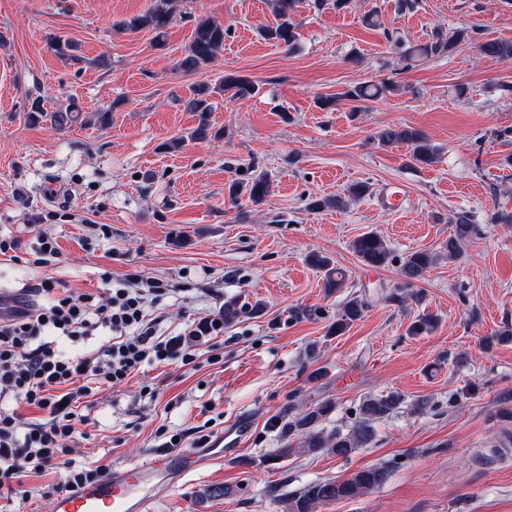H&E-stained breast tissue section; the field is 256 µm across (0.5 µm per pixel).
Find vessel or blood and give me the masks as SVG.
Instances as JSON below:
<instances>
[{"label": "vessel or blood", "instance_id": "b4317fda", "mask_svg": "<svg viewBox=\"0 0 512 512\" xmlns=\"http://www.w3.org/2000/svg\"><path fill=\"white\" fill-rule=\"evenodd\" d=\"M221 441L205 448H150L136 463L111 466L94 480L58 493L52 512H152L188 475L223 462Z\"/></svg>", "mask_w": 512, "mask_h": 512}]
</instances>
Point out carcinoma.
Returning a JSON list of instances; mask_svg holds the SVG:
<instances>
[{"instance_id":"carcinoma-1","label":"carcinoma","mask_w":512,"mask_h":512,"mask_svg":"<svg viewBox=\"0 0 512 512\" xmlns=\"http://www.w3.org/2000/svg\"><path fill=\"white\" fill-rule=\"evenodd\" d=\"M298 0H273L272 9L275 16L274 25L261 28L260 35L267 41L279 45L291 46L296 40V25L293 23L295 7ZM171 23L169 0H156L154 6L144 15L135 16L120 23L128 31L137 32L150 29L155 32L156 40L164 41L166 28ZM224 25L208 17L197 20L192 40L185 55L179 60L178 66L185 72H193L206 66L216 59L224 48ZM469 31L459 29L446 35L436 32L432 38L406 52V58L437 57L451 51L458 44L468 40ZM47 48L56 56L73 62H81L75 54L77 46L70 40L57 35L46 38ZM479 51L491 58H511L512 42L488 40L479 44ZM218 90L230 100L244 99L253 96L255 83L245 77L234 74L225 75L220 80ZM393 87L382 84H367L355 87L343 93V97L363 102L376 99ZM214 90L208 85H199L192 90L187 107L197 113L198 123L190 132L193 140H205L210 137L211 126L208 114L212 111L209 102ZM26 119L30 123L50 121L62 130L82 121L81 110L74 103L47 111L41 99L32 100ZM378 140L385 146L403 145L408 150V161L413 166H430L440 155L439 147L435 146L424 131L410 125L390 126L380 130ZM272 193V180L265 173H258L245 180H233L225 186L228 200L236 204L241 197H246L255 205L264 203ZM450 223L452 233L448 237L445 249L448 257L458 256L465 242L477 233L472 215L467 212L455 214ZM352 250L361 265L367 268H383L393 262V252L387 243L375 233H366L352 243ZM439 254L426 249L410 252L400 266L401 279L392 286H380L376 293L379 301L403 303L410 299L420 301L415 291L417 284L424 281L427 273L436 264ZM312 267L323 273V285L330 291L343 287L346 274L333 266V261L323 254H312L308 257ZM367 295L357 294L346 300L336 314V319L329 325L328 333L343 335L357 322L369 307ZM438 324L437 318L431 313L418 314L408 327L411 336L431 334ZM404 403V397L397 391L385 395L370 397L351 414L342 429L326 430L324 422L336 411L334 400L324 398L312 404H290L277 420L280 427L281 448L269 457L275 461L295 452L293 445L309 453L329 452L338 457H347L360 448L368 446L375 438L376 422L394 414ZM386 479V471L380 467L370 466L357 470L345 479L322 480L309 484L288 501L289 512H315L319 505L357 499L378 488Z\"/></svg>"}]
</instances>
